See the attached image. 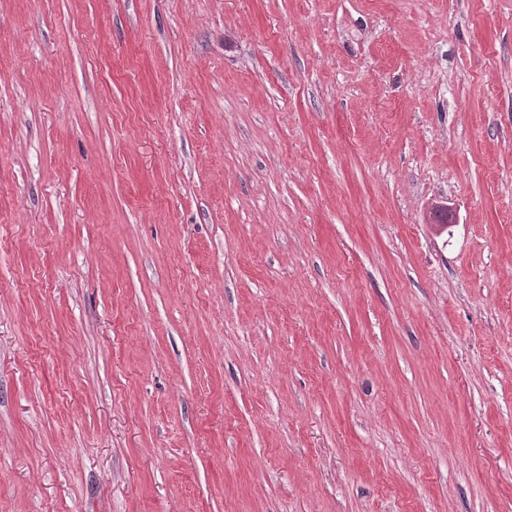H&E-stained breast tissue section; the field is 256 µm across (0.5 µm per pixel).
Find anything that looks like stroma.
Returning a JSON list of instances; mask_svg holds the SVG:
<instances>
[{"mask_svg":"<svg viewBox=\"0 0 512 512\" xmlns=\"http://www.w3.org/2000/svg\"><path fill=\"white\" fill-rule=\"evenodd\" d=\"M0 512H512V0H0Z\"/></svg>","mask_w":512,"mask_h":512,"instance_id":"stroma-1","label":"stroma"}]
</instances>
